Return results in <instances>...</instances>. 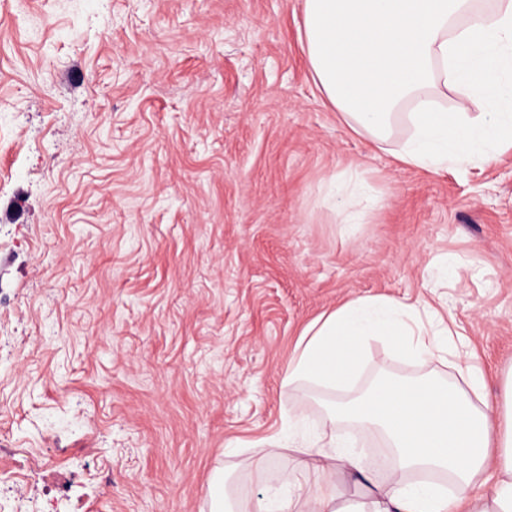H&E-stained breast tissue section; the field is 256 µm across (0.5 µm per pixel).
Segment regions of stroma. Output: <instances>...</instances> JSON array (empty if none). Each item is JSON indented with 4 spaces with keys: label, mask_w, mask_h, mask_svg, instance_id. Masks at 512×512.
<instances>
[{
    "label": "stroma",
    "mask_w": 512,
    "mask_h": 512,
    "mask_svg": "<svg viewBox=\"0 0 512 512\" xmlns=\"http://www.w3.org/2000/svg\"><path fill=\"white\" fill-rule=\"evenodd\" d=\"M302 0H0V512H208L284 496L283 449L379 376L456 378L371 340L336 393L282 377L303 329L388 295L512 367V149L435 176L316 88ZM372 188L361 224L327 186ZM224 498H226V487L224 488L223 470L216 467L207 489L210 512H223Z\"/></svg>",
    "instance_id": "1"
}]
</instances>
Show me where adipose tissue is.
I'll return each mask as SVG.
<instances>
[{
  "instance_id": "ef3b65f1",
  "label": "adipose tissue",
  "mask_w": 512,
  "mask_h": 512,
  "mask_svg": "<svg viewBox=\"0 0 512 512\" xmlns=\"http://www.w3.org/2000/svg\"><path fill=\"white\" fill-rule=\"evenodd\" d=\"M304 44L316 87L356 135L402 164L433 174L464 169L512 148V0L485 11L473 0H302ZM454 93V110L441 104ZM486 110L472 115L470 105ZM405 121L408 134L396 140ZM345 223L365 218L362 180L329 183ZM425 302L366 296L320 315L300 334L284 371L291 388L335 392L356 374L368 341L382 336L418 360L457 351L452 328L431 322ZM460 382L375 383L348 408L329 412L384 435L397 478L372 482L366 499L341 507L330 476L365 474L350 450L316 441L296 447L297 471L319 476L316 491L260 501L257 512H512V368L503 398H489L482 369L458 366ZM445 476L451 489L437 484Z\"/></svg>"
}]
</instances>
